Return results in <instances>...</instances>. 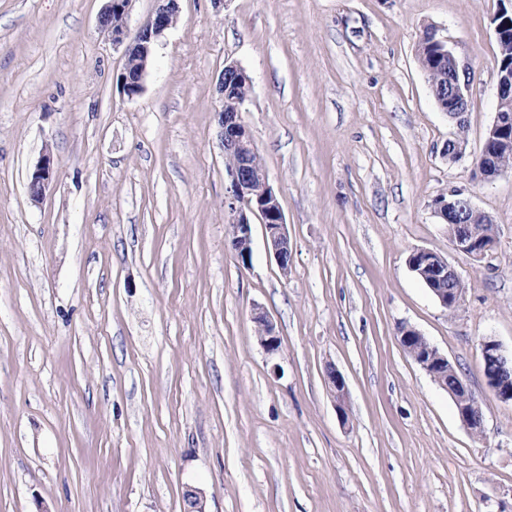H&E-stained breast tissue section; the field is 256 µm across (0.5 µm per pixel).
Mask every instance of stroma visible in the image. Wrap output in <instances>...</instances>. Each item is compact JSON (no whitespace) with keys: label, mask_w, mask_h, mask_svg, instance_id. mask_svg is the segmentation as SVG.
I'll return each instance as SVG.
<instances>
[{"label":"stroma","mask_w":512,"mask_h":512,"mask_svg":"<svg viewBox=\"0 0 512 512\" xmlns=\"http://www.w3.org/2000/svg\"><path fill=\"white\" fill-rule=\"evenodd\" d=\"M104 5L0 0V512H183L190 487L205 512H512V404L479 345L512 350V171L472 177L495 116L493 18L512 0H179L132 100ZM429 26L474 70L461 128L418 59ZM228 61L251 79L242 118L284 213L285 273L260 219L250 266L228 243ZM452 189L494 221L485 259L450 246L432 201ZM416 248L460 274L457 310L410 270ZM403 325L479 399L481 434ZM54 176V157L48 151L43 152L37 160L27 184L28 195L33 202L37 203L43 199L47 189L54 179ZM258 324V340L268 355H276L280 348V337L277 335L273 323L264 312H257L254 317ZM398 337L401 346L414 362L440 388L448 392V395L458 405V418L463 426L472 433L475 428H481L483 422L481 403L461 378L455 376L448 379V368L453 367L448 357L412 326H401ZM460 400L465 402L459 405ZM327 380L330 392L333 394L336 401V408L341 418L347 419L346 401H347V387L343 375L336 370L335 367L329 366L326 369Z\"/></svg>","instance_id":"35a3bbf8"}]
</instances>
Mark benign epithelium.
<instances>
[{"label": "benign epithelium", "mask_w": 512, "mask_h": 512, "mask_svg": "<svg viewBox=\"0 0 512 512\" xmlns=\"http://www.w3.org/2000/svg\"><path fill=\"white\" fill-rule=\"evenodd\" d=\"M135 0H106L98 18L102 32L112 39V44L124 47L125 64L119 78V92L129 100L138 97L144 88L148 58L165 33L176 23L178 0H157L154 11L135 32L128 28V18ZM123 19L119 28L112 26V15ZM495 34L499 48V66L496 84V111L492 124L485 133L483 146L476 157L473 177L491 181L506 172L496 164V154L501 150L512 152V12L505 10L494 18ZM439 57L440 66L448 70V118L457 125L464 123L468 102L473 89V72L469 61L456 55L448 43ZM246 77L245 70L235 62H227L216 82L220 108L216 112L218 137L223 156L234 158L226 167L228 184L225 187L224 209L228 215V237L238 261L246 266L252 255L251 217L261 220L265 229L266 246L279 269L288 274L291 249L287 224L278 197L269 183L265 168L254 160L257 147L241 115L243 102L230 96L231 86ZM55 176V160L45 151L32 170L27 191L30 199L40 202ZM434 211L443 223L452 227L448 240L452 249L474 259L488 255L496 243L495 234L488 236L477 232L472 218L482 217L492 223L489 215L473 204L470 197L458 190H450L433 200ZM410 269L424 278L426 285L440 305L450 311L457 309L463 300L464 288L459 273L440 254L427 249H416ZM258 340L264 351L273 356L279 352L280 337L273 323L263 312L255 314ZM399 342L410 357L440 388L458 403V418L468 430L482 427L483 412L480 401L464 381L448 377L452 367L448 356L441 353L425 336L412 326L399 329ZM487 386L503 403H512V352L491 336L480 342ZM330 392L336 408L347 420V387L343 375L335 367L326 369Z\"/></svg>", "instance_id": "7a95c632"}]
</instances>
